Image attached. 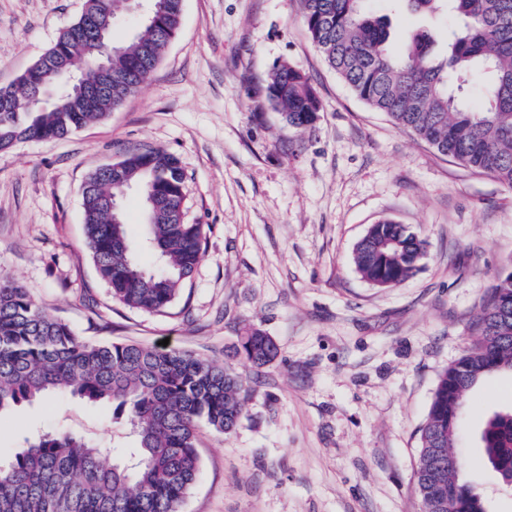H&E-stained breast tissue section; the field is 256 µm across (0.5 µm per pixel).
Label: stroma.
I'll return each mask as SVG.
<instances>
[{"label": "stroma", "instance_id": "1", "mask_svg": "<svg viewBox=\"0 0 512 512\" xmlns=\"http://www.w3.org/2000/svg\"><path fill=\"white\" fill-rule=\"evenodd\" d=\"M391 42L443 37L386 0ZM83 0H0V87L16 84ZM310 80L322 110L288 127L267 100L272 68ZM177 155L185 221L204 225L200 262L165 313L113 301L87 247L82 186L135 149ZM409 226L426 243L419 271L378 288L353 251L372 224ZM512 267V189L437 152L360 101L303 22V0H184L181 29L150 78L104 120L70 136L0 151V276L93 343L168 341L242 373L243 417L228 434L201 428V469L182 512H424L414 476L419 429L440 374L472 343L497 273ZM252 329L277 356L239 352ZM512 408V374L468 395L460 477L488 512H512V487L478 434ZM66 428L102 447L134 439L107 405L58 395L22 406L0 429L7 457L34 431Z\"/></svg>", "mask_w": 512, "mask_h": 512}]
</instances>
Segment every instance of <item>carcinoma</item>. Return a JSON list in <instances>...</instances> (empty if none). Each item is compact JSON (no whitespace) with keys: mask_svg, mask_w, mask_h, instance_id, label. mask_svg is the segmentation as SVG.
<instances>
[{"mask_svg":"<svg viewBox=\"0 0 512 512\" xmlns=\"http://www.w3.org/2000/svg\"><path fill=\"white\" fill-rule=\"evenodd\" d=\"M413 12H444V53L424 30L405 45H390L387 22L364 9L365 0H303L309 35L331 69L369 107L412 131L439 153L495 177L512 188V0H392ZM153 20L141 34L113 45L112 32L125 0H84L75 22L20 77L0 88V141L62 139L100 121L153 72L182 20L183 0H155ZM109 20L104 42L114 46L112 87L87 104V87L75 72L92 76L102 57L87 21ZM481 72L483 104L467 89ZM266 97L286 124L311 126L321 102L308 77L286 63L272 69ZM117 179L98 167L82 190L87 244L112 299L149 313L163 312L194 272L206 240L204 225L183 222L184 172L179 158L161 148L132 151L117 162ZM137 188L143 202L142 246L158 268L134 255L123 210L113 217L106 201ZM425 243L404 224H373L354 250L357 272L387 288L420 268ZM478 339L440 376L420 428L415 479L428 512H487L475 488L462 482L453 452L470 390L492 375L512 373V269L500 272L477 317ZM240 350L253 365L277 355L259 330L242 337ZM57 393L109 402L124 415L136 446L122 454L60 429L35 434L0 461V512H181L200 473L197 434L219 433L239 423L249 395L247 380L230 367L176 348L138 343L91 344L53 317L29 289L0 277V424L8 411ZM479 447L506 480L512 477V410L493 413Z\"/></svg>","mask_w":512,"mask_h":512,"instance_id":"carcinoma-1","label":"carcinoma"}]
</instances>
